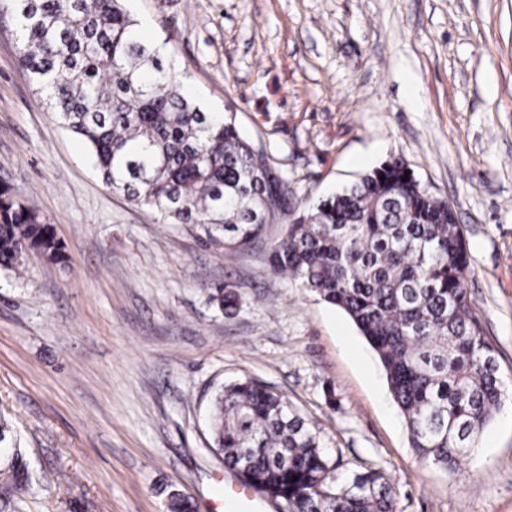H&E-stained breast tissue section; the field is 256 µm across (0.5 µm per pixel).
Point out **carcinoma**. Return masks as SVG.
<instances>
[{
	"mask_svg": "<svg viewBox=\"0 0 512 512\" xmlns=\"http://www.w3.org/2000/svg\"><path fill=\"white\" fill-rule=\"evenodd\" d=\"M11 8L20 65L114 191L226 255L288 217L291 188L268 154L256 153L233 118L185 92L124 0H12ZM406 170L389 159L319 200L288 224L269 262L353 320L380 359L416 455L455 475L505 391L464 286L463 231L448 203ZM26 250L65 259L51 225L1 188L0 267ZM216 298L236 309L234 285ZM209 427L225 467L293 512H395L383 475L348 474L288 398L261 382L220 387ZM0 474L6 507L31 486L20 449H8ZM166 499L167 512H194L178 489Z\"/></svg>",
	"mask_w": 512,
	"mask_h": 512,
	"instance_id": "obj_1",
	"label": "carcinoma"
}]
</instances>
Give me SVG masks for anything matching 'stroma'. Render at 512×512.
I'll list each match as a JSON object with an SVG mask.
<instances>
[{
    "label": "stroma",
    "mask_w": 512,
    "mask_h": 512,
    "mask_svg": "<svg viewBox=\"0 0 512 512\" xmlns=\"http://www.w3.org/2000/svg\"><path fill=\"white\" fill-rule=\"evenodd\" d=\"M194 97L288 180L303 214L391 157L464 228L465 287L512 383V0H126ZM0 0V187L66 260L0 268V419L32 488L9 512H166L161 487L225 512L216 387L286 396L345 471L383 473L396 512H512V402L462 476L420 461L351 318L274 274L286 227L225 257L116 193L18 64ZM232 283L224 314L212 295Z\"/></svg>",
    "instance_id": "1"
}]
</instances>
